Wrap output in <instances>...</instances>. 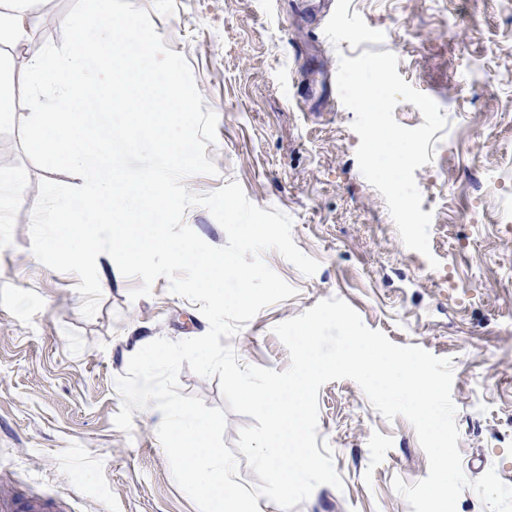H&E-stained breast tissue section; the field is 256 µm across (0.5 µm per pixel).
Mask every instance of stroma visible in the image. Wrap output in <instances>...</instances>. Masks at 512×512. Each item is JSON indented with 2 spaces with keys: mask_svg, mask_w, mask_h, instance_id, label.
Instances as JSON below:
<instances>
[{
  "mask_svg": "<svg viewBox=\"0 0 512 512\" xmlns=\"http://www.w3.org/2000/svg\"><path fill=\"white\" fill-rule=\"evenodd\" d=\"M148 10L166 46L188 61L203 109L218 116L207 145L217 176L185 181L195 193L239 182L247 198L292 220L296 245L316 259L304 276L278 252L263 259L297 294L260 311L233 338L240 365L290 364L277 324L338 297L393 343L453 363L458 449L468 479L495 469L512 485V0H351L381 43L333 44L324 26L335 0H132ZM84 0H37L34 44L57 55L76 46L67 16ZM394 53L397 71L448 118L433 161L414 172L434 212L431 257L402 243L383 196L356 160L355 118L339 99V56ZM81 177L35 166L19 124L0 125V483L37 495L51 512H198L175 483L157 438L160 413L113 418L115 377L152 340L208 329L198 304L158 278L113 272L94 317L81 314L77 276L52 271L31 251L39 184ZM439 267H431L429 258ZM318 440L328 442L343 489L315 488L291 512H414L394 478L428 474L413 426L387 421L352 380L319 390Z\"/></svg>",
  "mask_w": 512,
  "mask_h": 512,
  "instance_id": "stroma-1",
  "label": "stroma"
}]
</instances>
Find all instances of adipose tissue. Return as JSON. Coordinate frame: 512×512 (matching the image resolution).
Returning a JSON list of instances; mask_svg holds the SVG:
<instances>
[{
	"mask_svg": "<svg viewBox=\"0 0 512 512\" xmlns=\"http://www.w3.org/2000/svg\"><path fill=\"white\" fill-rule=\"evenodd\" d=\"M27 2L7 0V8L0 10V45L29 47V77L34 86L51 84L67 96L94 83L99 98L123 97L127 116L124 133L130 138L145 131H158L172 110L189 111L188 103L177 102L172 80L142 66L147 41L134 36L130 19L113 14L112 0H86L85 10L68 18L67 25L77 38V46L65 57H51L32 47ZM90 58L96 60L97 71L87 70L85 62ZM118 58L125 64L126 82L122 85L112 79L114 61Z\"/></svg>",
	"mask_w": 512,
	"mask_h": 512,
	"instance_id": "1",
	"label": "adipose tissue"
}]
</instances>
